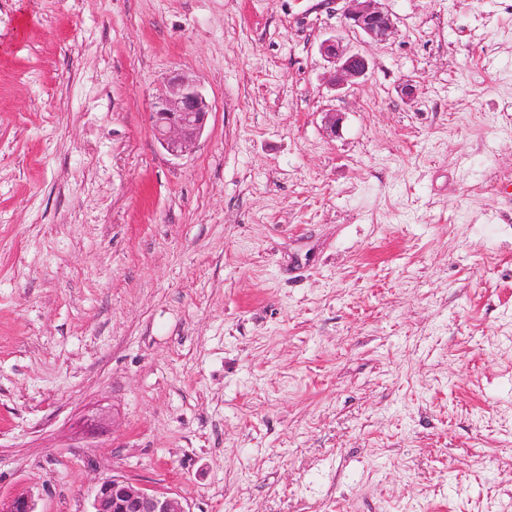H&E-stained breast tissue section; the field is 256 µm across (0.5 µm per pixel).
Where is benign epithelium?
Instances as JSON below:
<instances>
[{
    "label": "benign epithelium",
    "instance_id": "benign-epithelium-1",
    "mask_svg": "<svg viewBox=\"0 0 512 512\" xmlns=\"http://www.w3.org/2000/svg\"><path fill=\"white\" fill-rule=\"evenodd\" d=\"M344 27L373 42H383L397 31L394 15L380 6V0H347ZM322 56L332 64V85L338 89L354 85L369 71L367 57L351 52L338 39L320 46ZM209 104L196 82L183 73L166 78V92L152 103V129L161 146L172 156H181L203 133ZM0 512H35L24 496L0 499ZM91 512H187L182 499L172 493L149 492L121 476L106 477L96 489Z\"/></svg>",
    "mask_w": 512,
    "mask_h": 512
}]
</instances>
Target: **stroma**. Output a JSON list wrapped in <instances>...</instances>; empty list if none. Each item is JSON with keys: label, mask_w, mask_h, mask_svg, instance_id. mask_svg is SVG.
Listing matches in <instances>:
<instances>
[{"label": "stroma", "mask_w": 512, "mask_h": 512, "mask_svg": "<svg viewBox=\"0 0 512 512\" xmlns=\"http://www.w3.org/2000/svg\"><path fill=\"white\" fill-rule=\"evenodd\" d=\"M384 6L0 0V496L512 512V0ZM352 5L343 13L344 27L372 42H383L397 31L394 15L380 6L383 0H344ZM339 39H327L320 46L322 56L332 64V85L337 89L354 85L369 71L367 57L343 47ZM166 92L152 103V129L161 146L181 156L203 133L209 104L196 82L183 73L166 78ZM90 512H188L176 494L148 492L121 476L99 482Z\"/></svg>", "instance_id": "stroma-1"}]
</instances>
